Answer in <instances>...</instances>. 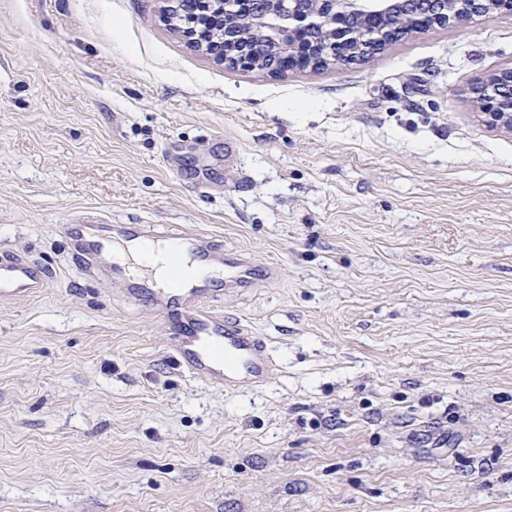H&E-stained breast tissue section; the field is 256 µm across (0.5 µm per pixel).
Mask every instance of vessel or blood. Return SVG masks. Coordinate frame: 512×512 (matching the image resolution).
I'll return each instance as SVG.
<instances>
[{
  "label": "vessel or blood",
  "instance_id": "vessel-or-blood-1",
  "mask_svg": "<svg viewBox=\"0 0 512 512\" xmlns=\"http://www.w3.org/2000/svg\"><path fill=\"white\" fill-rule=\"evenodd\" d=\"M71 259L81 275L120 289L164 321L169 349L189 377L227 393L242 385L261 387L277 364L266 337L225 316L217 306L225 291L278 278L274 265L255 263L246 253L225 248L219 237L182 224L115 226L96 220L73 229ZM162 247L198 276L178 287L157 279L150 253ZM48 269L25 253L0 251V302L34 298L48 288Z\"/></svg>",
  "mask_w": 512,
  "mask_h": 512
}]
</instances>
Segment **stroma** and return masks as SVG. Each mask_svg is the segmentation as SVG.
I'll list each match as a JSON object with an SVG mask.
<instances>
[{"label": "stroma", "mask_w": 512, "mask_h": 512, "mask_svg": "<svg viewBox=\"0 0 512 512\" xmlns=\"http://www.w3.org/2000/svg\"><path fill=\"white\" fill-rule=\"evenodd\" d=\"M167 0H0V512H512V19L284 74ZM238 145L224 167V142ZM189 224L280 276L224 293L278 370L226 393L81 278L62 225ZM506 93H512V68L501 70L477 89V103L489 121L512 130V106L508 107L509 112H501L497 109L499 108L498 98ZM48 269L25 253L9 249L0 252V302L34 298L49 287Z\"/></svg>", "instance_id": "obj_1"}]
</instances>
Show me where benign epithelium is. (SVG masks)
<instances>
[{"mask_svg":"<svg viewBox=\"0 0 512 512\" xmlns=\"http://www.w3.org/2000/svg\"><path fill=\"white\" fill-rule=\"evenodd\" d=\"M239 0H203V6L224 15L237 12ZM268 10L257 14L245 26L228 21L224 43L233 46L225 52L224 64L250 67L246 45L253 35L260 36L288 67L322 65L346 66L370 58L388 45L382 29L367 31L354 24L368 15L400 19L405 0H312L304 11L294 8V0H268ZM433 8L431 27H453L468 17L494 14L503 20L512 18V0H430ZM512 93V68L495 74L477 89V103L489 121L512 130V112L498 110L497 100Z\"/></svg>","mask_w":512,"mask_h":512,"instance_id":"obj_1","label":"benign epithelium"}]
</instances>
